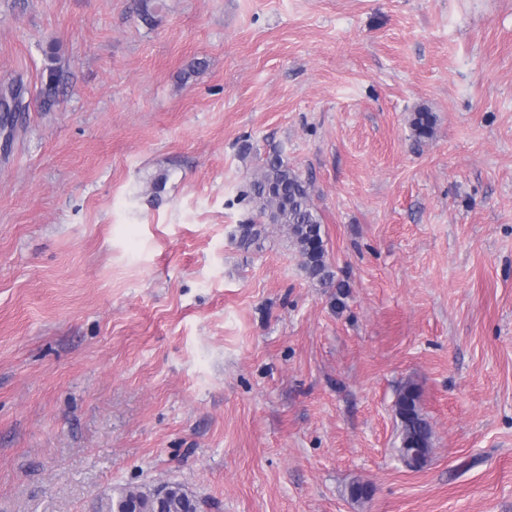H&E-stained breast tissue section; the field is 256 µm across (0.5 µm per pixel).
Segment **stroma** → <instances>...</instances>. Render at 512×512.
I'll return each instance as SVG.
<instances>
[{"label":"stroma","mask_w":512,"mask_h":512,"mask_svg":"<svg viewBox=\"0 0 512 512\" xmlns=\"http://www.w3.org/2000/svg\"><path fill=\"white\" fill-rule=\"evenodd\" d=\"M10 84L0 512H512V0H0ZM274 152L344 295L238 244ZM436 116L427 109L414 113L411 120V130L416 140L431 139L435 134ZM419 398L418 389L414 385L404 386L395 401L394 411L398 418L401 417V443L405 440L409 442H423L428 448H403L400 457L411 470H419L426 466L433 453L432 436L433 430L429 420L424 416L416 402ZM402 407V409H400Z\"/></svg>","instance_id":"1"}]
</instances>
